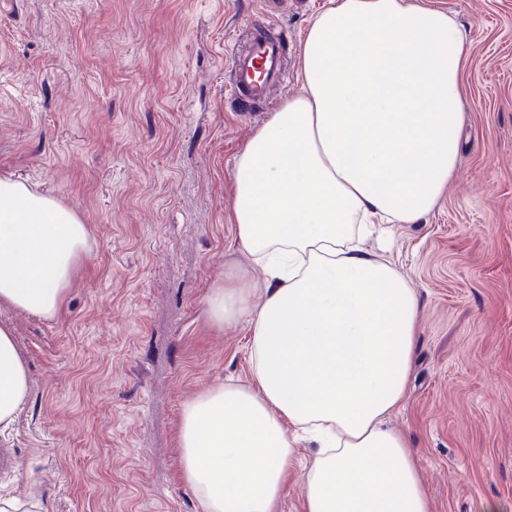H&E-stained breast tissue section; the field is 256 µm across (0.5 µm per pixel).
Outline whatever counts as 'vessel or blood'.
<instances>
[{
	"label": "vessel or blood",
	"mask_w": 512,
	"mask_h": 512,
	"mask_svg": "<svg viewBox=\"0 0 512 512\" xmlns=\"http://www.w3.org/2000/svg\"><path fill=\"white\" fill-rule=\"evenodd\" d=\"M247 38V47L231 46L226 56L231 96L244 109L264 101L270 87L286 80L281 39L256 29Z\"/></svg>",
	"instance_id": "vessel-or-blood-1"
}]
</instances>
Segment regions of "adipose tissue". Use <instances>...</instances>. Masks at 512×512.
Segmentation results:
<instances>
[{"instance_id": "1", "label": "adipose tissue", "mask_w": 512, "mask_h": 512, "mask_svg": "<svg viewBox=\"0 0 512 512\" xmlns=\"http://www.w3.org/2000/svg\"><path fill=\"white\" fill-rule=\"evenodd\" d=\"M464 46L453 16L411 0H327L309 22L304 94L255 131L232 173L248 264L231 266L208 310L246 327L250 381L182 408L181 479L202 512H279L296 472L300 512H432L413 449L386 425L408 392L422 309L366 241L373 225L419 223L451 183ZM87 251L75 212L0 178V305L56 317ZM251 264L264 280L249 283ZM29 390L0 323V427Z\"/></svg>"}]
</instances>
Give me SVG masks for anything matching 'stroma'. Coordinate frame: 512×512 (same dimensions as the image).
<instances>
[{
    "label": "stroma",
    "instance_id": "35a3bbf8",
    "mask_svg": "<svg viewBox=\"0 0 512 512\" xmlns=\"http://www.w3.org/2000/svg\"><path fill=\"white\" fill-rule=\"evenodd\" d=\"M324 0H0V175L73 210L89 233L53 319L0 308L30 378L0 433V491L46 512H201L179 478L177 424L248 372L244 328L206 299L236 250L235 158L302 91L297 47ZM467 31L464 145L417 224L373 243L423 316L406 400L433 512H512V0H418ZM273 26L288 82L239 111L224 39Z\"/></svg>",
    "mask_w": 512,
    "mask_h": 512
}]
</instances>
